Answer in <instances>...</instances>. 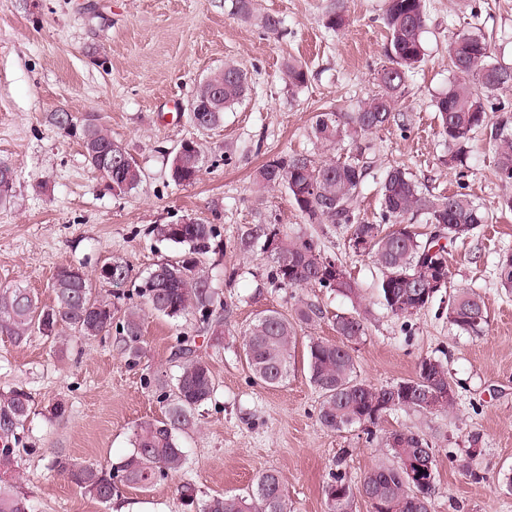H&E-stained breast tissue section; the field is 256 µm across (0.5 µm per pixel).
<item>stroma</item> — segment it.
Instances as JSON below:
<instances>
[{"instance_id":"obj_1","label":"stroma","mask_w":512,"mask_h":512,"mask_svg":"<svg viewBox=\"0 0 512 512\" xmlns=\"http://www.w3.org/2000/svg\"><path fill=\"white\" fill-rule=\"evenodd\" d=\"M326 3L247 0L241 12L236 0H0V161L16 169L11 204L0 207V288H29L48 304L59 267L90 271L120 259L133 268L117 302L126 308L138 303V285L153 264L179 251L158 241L154 226L192 218L216 228L218 247L204 263L224 301V344L200 349L215 393L180 438L182 468L146 492L120 486L108 507L49 463L58 454L103 464L128 455L137 424L164 417L176 339L197 335L195 317L146 316V352L135 366L121 354L115 331L68 340L35 334L20 344L0 333V391L20 385L32 397L14 468L35 512H184L181 483L195 484L204 499L243 494L265 469L280 471L292 512H324L330 474L345 472L359 485L388 455L381 437L401 428L435 448L432 512H512V293L496 279L500 257L512 252V213L448 247L455 287L480 293L488 309L484 333L473 336L449 324L440 301L409 318L393 316L377 298L378 269L349 248L345 226L304 223L286 189L268 192L253 181L273 158L321 157L309 137L315 113L350 111L376 89L387 41L384 0H344L349 25L338 33L325 26ZM427 13L428 56L402 103L407 127L370 138L372 176L359 201L369 221L378 212L376 179L396 164L424 192L448 194L462 185L487 208L512 191L496 176L489 131L476 136L466 179L443 164L446 147L431 106L448 81L452 31L478 22L494 59L512 63V0H427ZM265 16L280 20L278 34L260 26ZM291 58L307 70L304 87L282 77ZM228 60L244 71L249 90L220 125L198 129L187 105L198 84ZM62 111L80 120L98 116L125 144L142 174L134 190L115 194L90 168L78 134L51 120ZM186 140L200 144L203 167L195 184L179 186L170 167ZM263 223L316 240L360 288L367 334L351 346L360 379L391 385L412 376L420 358H438L456 384L454 411L385 415L370 443L358 428L325 430L306 345L312 337L336 340L333 322L352 306L326 288L276 286L262 240L249 235ZM302 303L320 314L297 325L287 380L276 387L255 381L242 353L243 330L266 311L290 315ZM59 400L67 413L55 419L50 409Z\"/></svg>"}]
</instances>
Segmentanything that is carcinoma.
<instances>
[{"label": "carcinoma", "instance_id": "cac0c4a2", "mask_svg": "<svg viewBox=\"0 0 512 512\" xmlns=\"http://www.w3.org/2000/svg\"><path fill=\"white\" fill-rule=\"evenodd\" d=\"M426 0H387L383 17L388 31L386 60L376 72L377 90L357 102L349 112H320L311 125L315 144L330 150L345 139L355 145L343 160L320 161L306 154H295L261 165L255 182L261 189L284 186L304 221L308 224H344L349 227L348 243L368 240L366 255L377 265L381 276L377 293L385 308L397 317H411L429 307L437 294L424 296L426 272L419 269L425 252L439 244L431 234L420 238L412 221L441 225L447 240L466 239L493 214L483 211L471 195L462 191L432 195L424 193L406 168L390 167L379 178L377 194L379 216L374 221L360 218L359 195L370 174L366 161V140L399 120L401 104L407 92L410 74L427 55L422 34L426 26ZM345 25V10L334 2L326 8L325 27L337 32ZM451 77L448 85L433 99L449 169L463 167L464 157L474 134L487 128L489 117L498 115L494 127L496 173L506 184L512 183V103L498 92L512 88V66L491 61V44L478 26L460 29L448 39ZM291 86L306 82V70L295 59L284 66ZM248 88L245 73L231 62L211 72L200 83L193 103L210 107L197 128L209 130L224 119V112L238 104ZM81 142L88 165L118 187V193L135 189L141 181L140 170L126 147L98 119L82 125ZM201 173V148L179 151L171 163V178L179 185L196 182ZM157 237L183 247L175 257L163 258L144 277L139 288L141 304L127 307L115 317L118 308L100 295L93 283L121 285L132 275L128 263L109 260L112 278L100 270L89 274L79 267L63 266L57 271L51 288L53 303L39 306L30 290L16 286L0 289V332L23 342L33 331L54 336L61 330L79 339L107 335L118 327L122 335L121 353L126 361L137 364L145 350L142 321L152 313L177 321L195 315L207 344L223 345L224 323L214 315L222 304L203 267L202 257L212 251L215 228L196 220L159 224ZM265 238L271 277L281 288H330L347 298L352 312L336 316L334 328L341 342L311 338L307 346L310 381L322 396L318 420L331 432L359 427L366 441L373 440L371 427L383 412L413 409L426 411L421 394L433 389L456 390V384L444 363L423 357L416 364L412 395L392 402L393 386H376L357 376L350 344L366 335L364 311L359 288L350 280L339 287L330 283L327 257L311 238L280 235L268 224L255 229L254 238ZM497 279L501 287L512 290V253L498 263ZM448 323L461 332L479 336L488 324V310L480 294L472 289L456 288L448 280ZM317 315L309 305L296 308L295 317L277 310L258 316L243 332L242 348L256 380L277 386L288 377L292 350L296 345V322H308ZM194 336L177 337L178 371L172 387L173 398L161 420L141 422L134 433V450L117 465L79 463L57 455L51 469L67 476L102 504L112 501L118 484L136 485L142 490L154 486L157 478L182 467L184 451L180 435L195 424L198 410L211 400L215 381L207 363L193 350ZM30 394L21 387L0 392V512H32L28 498L15 489L3 469L9 467L17 452L20 432L30 412ZM391 459L377 464L353 488L345 473L336 471L324 487L326 512H357L362 498L370 512H431L434 483L410 485L405 480L404 461L434 455L432 443L411 430H392L385 436ZM185 512H288L282 475L266 469L254 487L244 495H216L200 502L198 490L190 482L178 487Z\"/></svg>", "mask_w": 512, "mask_h": 512}]
</instances>
